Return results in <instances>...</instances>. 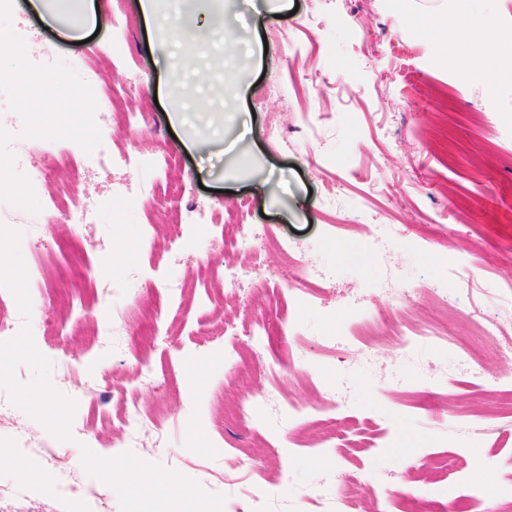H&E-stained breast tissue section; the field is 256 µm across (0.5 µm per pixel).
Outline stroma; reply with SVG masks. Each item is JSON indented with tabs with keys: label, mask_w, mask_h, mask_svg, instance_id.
Listing matches in <instances>:
<instances>
[{
	"label": "stroma",
	"mask_w": 512,
	"mask_h": 512,
	"mask_svg": "<svg viewBox=\"0 0 512 512\" xmlns=\"http://www.w3.org/2000/svg\"><path fill=\"white\" fill-rule=\"evenodd\" d=\"M82 8L72 36L45 5H0V28L22 45L0 53V139L22 122L48 167L81 157L96 136L88 102L109 87L125 111L153 115L135 143L113 126V153L135 144L169 162L139 174L93 166L74 184L52 177L36 191L17 160L0 157V208L20 213L0 223V300L28 314L25 354L0 356V394L13 420L44 442L20 448L0 435V487L25 489L34 507L49 502L56 512H232L254 479L240 466L244 450L266 447L270 497L259 512H298L316 485L331 497L340 474L362 487L413 476L412 512H447L467 481L500 508L512 493V415L486 393L512 392L502 356L481 360L476 386L448 347L425 344L409 358L380 339L367 369L354 347L326 341L349 335L351 305L366 295L417 324L437 312L430 295L406 304L377 287L388 264L402 284L442 281L456 300L449 335L467 338L473 315L512 333V56L498 51L512 42V0H227L192 13L161 0L149 18L140 0ZM174 23L193 33L191 44L165 37ZM482 24L494 41L468 46L448 36ZM93 67L97 84H82ZM138 181L154 184V202L133 191ZM71 189L98 201L94 226L57 219L53 202ZM240 223L291 242L298 268L335 267L322 301L289 293L286 260L269 246L252 286L207 302L208 275L244 262L229 244L213 246ZM370 224H413L447 238L448 249L398 241L384 262L363 248ZM95 226L105 236L87 253L82 302L58 309L64 336L43 335L63 262L57 244ZM107 279L126 286L102 297ZM170 282L183 293H168ZM146 303L161 305L169 334L139 348L113 334L112 320ZM261 316L278 318L291 336L256 346L224 333ZM141 358L153 378L138 372ZM342 388L353 419L337 421V432L372 420L388 431L387 447H319L314 416ZM37 389L46 399H30ZM247 396L256 408L243 424L235 413ZM287 400L311 411L303 431L280 414ZM131 403L158 416L162 449L127 444ZM53 447L74 460L77 483L100 485L101 501L61 492Z\"/></svg>",
	"instance_id": "stroma-1"
}]
</instances>
